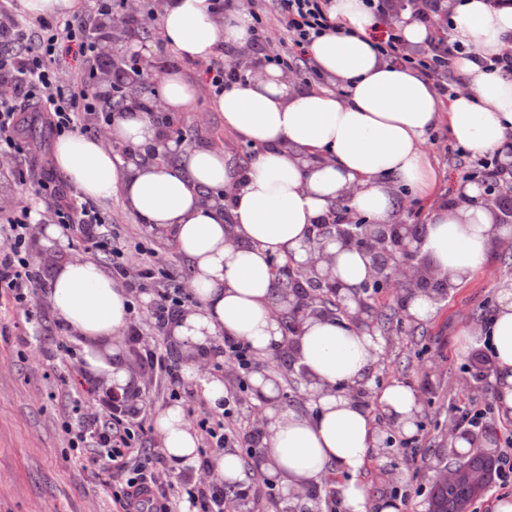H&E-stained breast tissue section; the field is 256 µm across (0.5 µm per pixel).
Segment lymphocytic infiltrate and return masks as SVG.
<instances>
[{"label": "lymphocytic infiltrate", "mask_w": 512, "mask_h": 512, "mask_svg": "<svg viewBox=\"0 0 512 512\" xmlns=\"http://www.w3.org/2000/svg\"><path fill=\"white\" fill-rule=\"evenodd\" d=\"M381 22L376 35L377 50L392 63L412 68L436 86L442 98H453L455 84L447 74L454 57L462 54L459 44L435 36L429 51L413 56L405 51V43L395 18L400 9L411 12L415 21L428 23L441 15V0H365ZM330 0H252L249 16L251 47L261 59L283 70L312 77L316 70L308 55L310 44L339 27L330 16ZM112 0H94L90 10L73 14L59 22L43 17L34 20L0 22V156L16 157L26 142L24 119L18 99L36 103L39 117L61 136L75 131H95L100 123L110 122L117 109L118 94L89 93L87 84L96 71L98 46L90 32L97 19L111 15ZM274 14L284 28L277 46H270L265 34L266 14ZM78 52L85 64L83 75L61 80L60 70L70 52ZM40 197L53 204L58 223L76 226L88 243L89 254L108 252L112 272L128 281L132 288L152 285L154 303L151 315L157 330H164L188 300L182 288L169 285L170 276L159 267L152 251L141 250L137 265H129L124 246L116 238L106 237L105 224L111 217L96 206L73 196L60 194L52 179L39 183ZM28 207L0 210V238L8 241V250L0 252V295L16 306H27L39 281L30 261L33 238L29 231ZM241 398L231 393L224 402V412L215 421L201 424L204 441L223 448L234 442L247 428V420L239 410ZM122 408H115L111 422L91 420L75 432L76 447L85 449V460L112 473V504L115 512H224L225 492L222 486L202 482L182 491L174 485L161 484L156 476L159 455L147 454L135 445V433L122 419ZM460 420L475 432L495 431L500 439L496 475L490 493L512 487V419L495 418L491 400L482 396L468 399L461 409Z\"/></svg>", "instance_id": "obj_1"}]
</instances>
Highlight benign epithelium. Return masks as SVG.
<instances>
[{
    "mask_svg": "<svg viewBox=\"0 0 512 512\" xmlns=\"http://www.w3.org/2000/svg\"><path fill=\"white\" fill-rule=\"evenodd\" d=\"M136 39L131 37L127 27L113 22L107 29L104 48L123 45L126 51L136 53ZM501 180L492 184L478 183L481 192L476 201L491 210L502 225L512 226V211L502 205V199L512 192V149L508 160H498ZM314 235L309 238L305 250L318 254L315 260L305 262L291 261L288 273L293 289L282 296L287 311L281 314L285 319L290 315L303 321L309 316H332L334 312L322 306L317 297L311 294L310 285H318L336 296L343 308V316L360 333L376 332L373 309L369 298L373 289L391 290L398 303L401 323L412 321L405 315L406 294L422 290L440 301L447 297L453 283L448 275L433 267L428 256L421 250V238L412 233L407 224H370L352 210H344L341 222L316 224ZM340 243L345 247H354L366 260L368 278L356 289L343 287L332 275L335 254L330 246ZM436 473L435 486L446 488L468 479L474 491H479L484 478L471 475L463 466L437 460L433 465Z\"/></svg>",
    "mask_w": 512,
    "mask_h": 512,
    "instance_id": "7a95c632",
    "label": "benign epithelium"
}]
</instances>
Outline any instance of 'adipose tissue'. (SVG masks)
<instances>
[{
	"label": "adipose tissue",
	"mask_w": 512,
	"mask_h": 512,
	"mask_svg": "<svg viewBox=\"0 0 512 512\" xmlns=\"http://www.w3.org/2000/svg\"><path fill=\"white\" fill-rule=\"evenodd\" d=\"M451 42L465 47L453 65L462 76L455 97L442 100L416 71L387 61L370 33L375 16L363 0H331L330 16L343 29L316 39L309 56L337 91L306 89L280 69L258 66L245 82L216 97L224 124L255 148L248 164L205 146L179 148L147 112L127 109L104 135L78 132L54 147L57 171L84 197L120 194L130 215L156 239L173 242L191 269L194 302L170 321L166 333L181 354L186 379L199 381L210 408L223 411L224 378L203 363L216 341L231 337L258 359L283 346L310 379L306 409L278 398L273 370L255 373V392L271 398L253 465L275 483L312 490L329 469L344 473L336 487L339 512H402L400 501L370 502L358 474L380 441L369 409L345 396L365 382L381 354L379 336L356 332L347 321L305 319L285 340L275 313L280 293L272 262L307 258L313 225L347 204L374 224L396 223L406 202L402 188L431 194L435 173L427 135L447 122L453 139L475 157L512 147V78L484 63L512 43V5L489 0H446ZM164 39L180 57L208 61L221 51L238 54L251 44L250 17L240 8L217 16L211 0H164ZM196 85L183 70L165 71L157 85L159 109L189 111ZM129 144L127 158L111 146ZM431 204L421 250L461 285L485 269L512 228L472 199ZM45 299L56 319L81 344L84 373L95 387L125 393L133 378L125 332L131 293L92 261L61 262ZM465 335L479 336L493 357L497 412L512 419V290L501 289L491 318ZM380 411L398 433L412 434L421 410L416 390L393 381L378 397ZM154 428L167 458L196 467L199 441L180 405L157 411Z\"/></svg>",
	"instance_id": "obj_1"
}]
</instances>
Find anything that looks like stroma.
I'll return each mask as SVG.
<instances>
[{
	"label": "stroma",
	"instance_id": "obj_1",
	"mask_svg": "<svg viewBox=\"0 0 512 512\" xmlns=\"http://www.w3.org/2000/svg\"><path fill=\"white\" fill-rule=\"evenodd\" d=\"M162 0H145L137 18L145 34L137 48L159 67L179 68L198 80L195 109L176 115L175 127L181 131L184 146L220 143L232 151L239 162H247L252 148L234 140L224 127V117L216 112L204 83V63L181 59L171 47L161 46L159 17ZM445 144L429 145L431 164L436 172L432 198L411 199L403 214L406 224H423L431 199L455 200L456 187L467 176V169L446 155ZM52 146L23 155L14 172L0 174V208L31 206V224L47 215L38 198L41 178L48 175ZM112 217L114 231L128 249H153L169 273L189 280L191 272L175 244L159 243L146 227L125 210L120 197L101 203ZM41 286L32 299V316L0 299V512H113L111 480L104 470L84 465L83 450L72 445L71 428L93 414L101 421L112 418V401L99 394H85L86 383L80 374L82 349L54 318L44 299L43 287L53 277L55 261L33 257ZM512 271V246H500L489 266L469 283L453 288L437 307L435 315L418 323L414 336L391 333L383 336V353L370 376L374 391L392 381L406 382L422 396V412L416 424L423 442L418 450L420 464H405L401 437L387 423H380L381 445L371 456L361 475L371 500L387 497L395 483L406 484L410 500L403 512H424L435 474L428 458H448V424L456 420V408L463 401L467 366L483 357L484 347L476 340H464L467 323L483 321L486 310L494 309L500 291L499 274ZM162 351L174 366L172 375L147 371L133 387L139 399L135 411L127 412L139 424V440L144 448L156 447L153 423L162 407L182 406L192 425L214 417L196 392V383L187 381L180 369V355L172 343ZM248 482L238 485L236 505L240 512H276L289 503L293 512H305L307 501L289 500L282 486H274L271 496L256 497L252 482L256 471L249 448L237 450Z\"/></svg>",
	"mask_w": 512,
	"mask_h": 512
}]
</instances>
